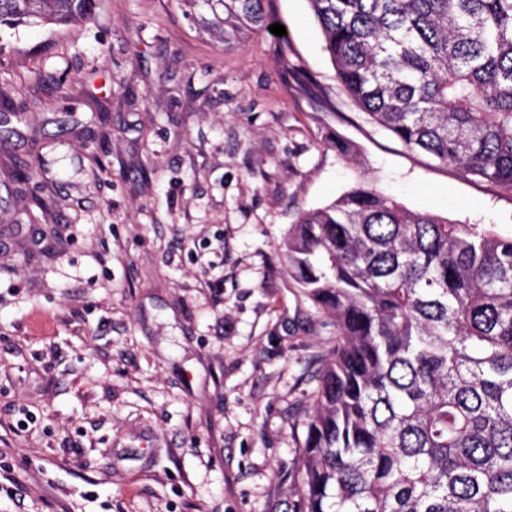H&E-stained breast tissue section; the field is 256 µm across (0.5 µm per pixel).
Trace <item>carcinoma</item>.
Masks as SVG:
<instances>
[{
	"instance_id": "1",
	"label": "carcinoma",
	"mask_w": 512,
	"mask_h": 512,
	"mask_svg": "<svg viewBox=\"0 0 512 512\" xmlns=\"http://www.w3.org/2000/svg\"><path fill=\"white\" fill-rule=\"evenodd\" d=\"M95 0H0V27ZM229 42L268 0H186ZM343 91L379 127L512 191V0H308ZM285 261L335 328L297 439L295 512H512V237L359 184L299 213Z\"/></svg>"
}]
</instances>
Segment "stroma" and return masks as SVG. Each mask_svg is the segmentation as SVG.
<instances>
[{
    "mask_svg": "<svg viewBox=\"0 0 512 512\" xmlns=\"http://www.w3.org/2000/svg\"><path fill=\"white\" fill-rule=\"evenodd\" d=\"M269 9L285 35L230 44L183 0L5 32L0 512H294L307 371L333 334L283 257L297 215L369 183L512 236V191L345 95L308 0Z\"/></svg>",
    "mask_w": 512,
    "mask_h": 512,
    "instance_id": "1",
    "label": "stroma"
}]
</instances>
